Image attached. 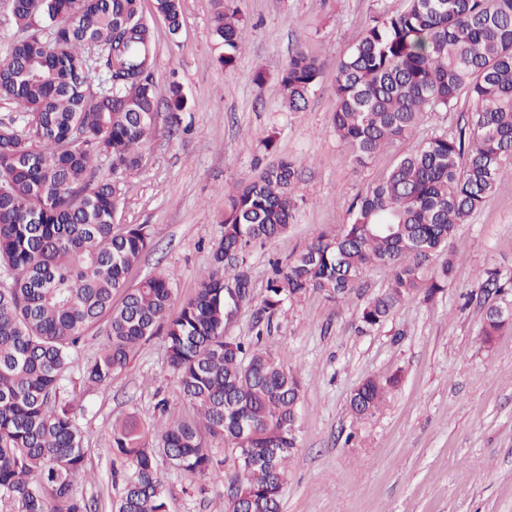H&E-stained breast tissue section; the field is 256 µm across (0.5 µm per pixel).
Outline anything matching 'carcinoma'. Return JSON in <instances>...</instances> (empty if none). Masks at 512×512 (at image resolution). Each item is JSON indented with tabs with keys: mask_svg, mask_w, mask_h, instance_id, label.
<instances>
[{
	"mask_svg": "<svg viewBox=\"0 0 512 512\" xmlns=\"http://www.w3.org/2000/svg\"><path fill=\"white\" fill-rule=\"evenodd\" d=\"M155 11L178 35L181 0H155ZM13 16L24 35L0 60V98L25 116L22 129L16 118H0V504L8 512H93L74 493L86 467L84 435L58 396L80 343L104 320L84 379L110 384L160 336L188 409L156 438L135 415L112 422V455L121 462L112 477L122 484L112 512H170L160 459L223 482L224 512H280L301 382L259 343L224 330L235 299L252 302L239 261L288 229L301 164L281 158L228 194L212 270L171 314L169 275L127 286L152 233L143 224L115 230L121 190L97 178L103 156L114 171L138 168L154 131L153 31L139 0H13ZM213 33L224 47L220 62L233 67L241 19L228 0H218ZM92 68L109 93L90 92ZM323 72L313 55L290 57L279 78L288 110L305 106ZM462 99L472 105L468 130L436 134L401 155L351 203L340 231L273 263L257 321L309 293L342 304L371 267L389 268L391 278L362 308L363 330L422 291H442L453 271L448 240L512 166V0H408L373 20L336 61L333 130L356 163L410 137L424 113ZM186 103L172 83L168 111ZM482 287L505 298L512 277L489 270ZM504 327L485 311L484 341ZM397 383L364 381L350 400L355 418L373 415ZM211 438L228 455L216 458ZM241 448L250 457L242 469Z\"/></svg>",
	"mask_w": 512,
	"mask_h": 512,
	"instance_id": "carcinoma-1",
	"label": "carcinoma"
}]
</instances>
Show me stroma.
Wrapping results in <instances>:
<instances>
[{
  "label": "stroma",
  "instance_id": "1",
  "mask_svg": "<svg viewBox=\"0 0 512 512\" xmlns=\"http://www.w3.org/2000/svg\"><path fill=\"white\" fill-rule=\"evenodd\" d=\"M244 20V46L224 68L213 35L215 0H182L183 25L171 37L154 0H141L154 32L157 119L137 169L116 173L101 160L98 176L118 182L114 221L144 224L153 244L129 285L158 272L172 277V311L196 291L223 233L225 195L279 157L303 166L302 194L284 234L246 258L254 300L265 293L270 263L286 259L321 233L347 222L349 204L379 181L403 152L430 135L457 133L468 102L426 113L410 139L357 165L333 132L336 61L375 17L403 10L406 0H231ZM298 50L316 55L324 74L305 108L288 111L279 77ZM264 83H256V72ZM188 105L172 125L170 81ZM273 136V149L264 139ZM454 274L443 292L410 299L382 325L362 333L365 302L386 287L390 271H366L341 305L321 294L282 307L264 333L266 349L300 378L298 447L288 464L280 512H512V326L493 342L481 336L484 312L497 301L482 274L512 272V168L496 193L448 242ZM104 326L91 330L60 390L85 434L88 476L78 496L111 512L112 422L134 412L153 431L167 419V400L184 411L162 337L144 344L111 385L82 375ZM398 376L385 404L363 420L349 400L369 378ZM170 512H224V486L160 466Z\"/></svg>",
  "mask_w": 512,
  "mask_h": 512
}]
</instances>
